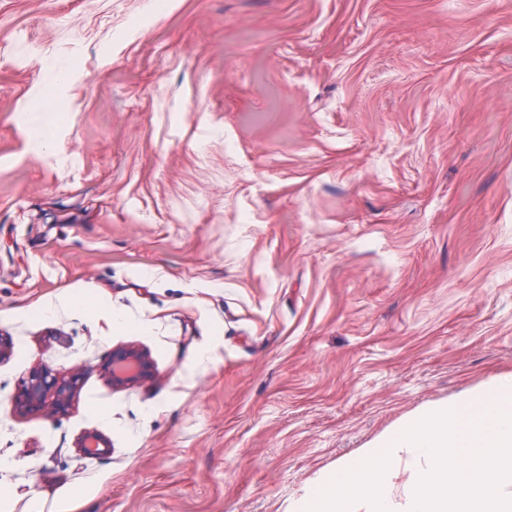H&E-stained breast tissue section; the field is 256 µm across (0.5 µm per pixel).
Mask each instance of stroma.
Listing matches in <instances>:
<instances>
[{
  "label": "stroma",
  "instance_id": "1",
  "mask_svg": "<svg viewBox=\"0 0 512 512\" xmlns=\"http://www.w3.org/2000/svg\"><path fill=\"white\" fill-rule=\"evenodd\" d=\"M0 332L11 512H288L512 376V0H0ZM108 371L114 387L137 384L153 377V365L148 354L131 346L112 352ZM81 377L79 370L60 377L46 365L35 367L22 380L15 406L21 412L41 413L49 418L59 416L68 410Z\"/></svg>",
  "mask_w": 512,
  "mask_h": 512
}]
</instances>
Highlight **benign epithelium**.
Here are the masks:
<instances>
[{"label":"benign epithelium","instance_id":"obj_1","mask_svg":"<svg viewBox=\"0 0 512 512\" xmlns=\"http://www.w3.org/2000/svg\"><path fill=\"white\" fill-rule=\"evenodd\" d=\"M108 371L115 387L137 384L153 377V365L148 354L131 346L112 352ZM80 381L81 372L78 370L60 377L48 366L40 365L22 380L15 397V406L22 412L41 413L54 418L68 410Z\"/></svg>","mask_w":512,"mask_h":512}]
</instances>
